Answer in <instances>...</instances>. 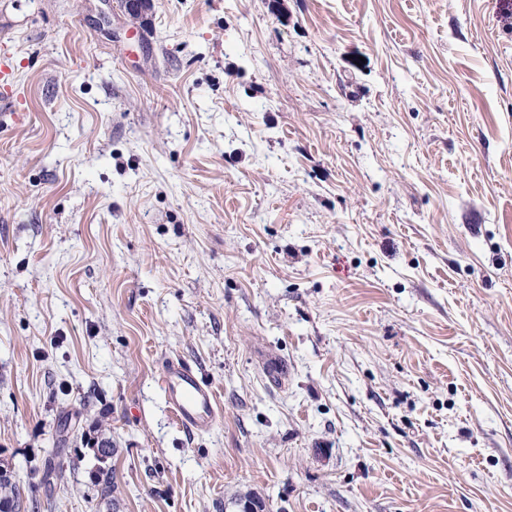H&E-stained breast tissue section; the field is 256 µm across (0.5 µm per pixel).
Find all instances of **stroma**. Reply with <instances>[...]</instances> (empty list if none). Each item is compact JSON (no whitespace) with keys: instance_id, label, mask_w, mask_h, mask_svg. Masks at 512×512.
<instances>
[{"instance_id":"1","label":"stroma","mask_w":512,"mask_h":512,"mask_svg":"<svg viewBox=\"0 0 512 512\" xmlns=\"http://www.w3.org/2000/svg\"><path fill=\"white\" fill-rule=\"evenodd\" d=\"M0 64L20 512H512V0H0ZM159 382L180 426L196 433L213 428L219 413L217 397L195 367L168 358L162 363Z\"/></svg>"}]
</instances>
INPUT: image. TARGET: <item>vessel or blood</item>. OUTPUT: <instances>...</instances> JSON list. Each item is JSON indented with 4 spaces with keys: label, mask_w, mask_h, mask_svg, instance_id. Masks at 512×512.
<instances>
[{
    "label": "vessel or blood",
    "mask_w": 512,
    "mask_h": 512,
    "mask_svg": "<svg viewBox=\"0 0 512 512\" xmlns=\"http://www.w3.org/2000/svg\"><path fill=\"white\" fill-rule=\"evenodd\" d=\"M159 382L180 426L196 433L213 428L219 413L217 397L195 367L179 359H166Z\"/></svg>",
    "instance_id": "1"
}]
</instances>
